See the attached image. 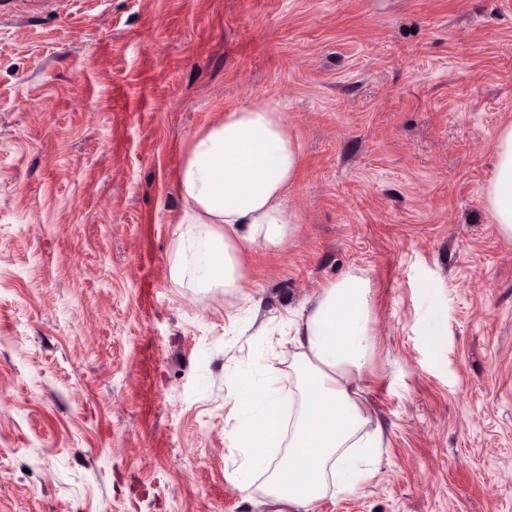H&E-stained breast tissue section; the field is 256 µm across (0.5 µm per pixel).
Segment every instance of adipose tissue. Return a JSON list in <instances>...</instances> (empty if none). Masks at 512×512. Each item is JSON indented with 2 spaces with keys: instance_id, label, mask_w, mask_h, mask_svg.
Segmentation results:
<instances>
[{
  "instance_id": "obj_1",
  "label": "adipose tissue",
  "mask_w": 512,
  "mask_h": 512,
  "mask_svg": "<svg viewBox=\"0 0 512 512\" xmlns=\"http://www.w3.org/2000/svg\"><path fill=\"white\" fill-rule=\"evenodd\" d=\"M490 210L512 237V124L497 137ZM300 146L275 100L253 101L195 131L176 174L182 205L170 276L182 288L243 286L242 254L278 249L301 222L288 205ZM372 289L359 270L321 288L288 322L287 362L259 359L233 400L228 435L245 493L275 512H313L327 495L362 488L377 470L383 431L361 397L372 355Z\"/></svg>"
}]
</instances>
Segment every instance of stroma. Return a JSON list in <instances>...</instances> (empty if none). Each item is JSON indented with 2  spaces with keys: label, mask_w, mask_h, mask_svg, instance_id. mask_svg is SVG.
Masks as SVG:
<instances>
[{
  "label": "stroma",
  "mask_w": 512,
  "mask_h": 512,
  "mask_svg": "<svg viewBox=\"0 0 512 512\" xmlns=\"http://www.w3.org/2000/svg\"><path fill=\"white\" fill-rule=\"evenodd\" d=\"M265 99L305 222L245 252L241 309L170 279L175 172ZM511 123L512 0H0V512H265L231 378L352 269L385 442L315 512H512V238L486 199Z\"/></svg>",
  "instance_id": "1"
}]
</instances>
